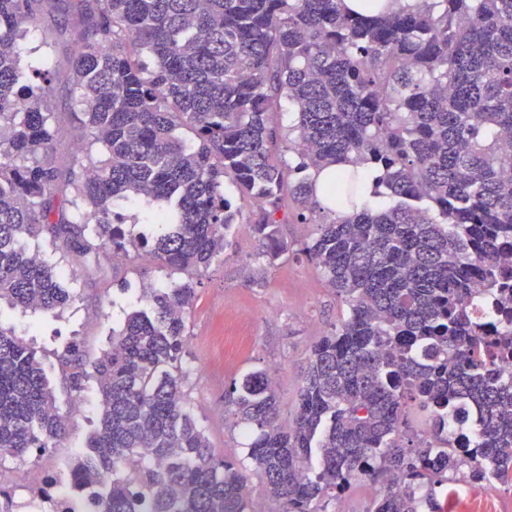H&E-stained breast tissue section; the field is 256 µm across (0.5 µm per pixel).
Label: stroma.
I'll return each instance as SVG.
<instances>
[{
	"instance_id": "obj_1",
	"label": "stroma",
	"mask_w": 512,
	"mask_h": 512,
	"mask_svg": "<svg viewBox=\"0 0 512 512\" xmlns=\"http://www.w3.org/2000/svg\"><path fill=\"white\" fill-rule=\"evenodd\" d=\"M77 11L76 0H46L43 14L20 43L22 60L36 55L53 68L48 101L59 132L52 157L66 175L75 167L78 108L71 77L61 63L79 46ZM41 250L50 265L66 273L65 286L74 295L73 303L49 320L7 308L0 312V321L15 327L40 350L57 406L66 418V434L44 453L0 464V487L20 504L30 498L24 478L30 470L54 477L58 486H68L69 467L97 422L94 380H86L81 391H74L59 366V355L74 346L84 362L94 361L106 348L113 325L139 307L142 289L181 279L180 273L163 269L135 251L116 256L106 248L100 251L97 264L75 270L72 254L46 244ZM257 253V241L241 231L223 258L201 273L195 301L186 315L187 339L181 353L187 406L216 457L232 461L244 459L250 438L249 431L236 425L227 411L225 396L233 382L249 372L276 370L280 418L292 419L311 347L342 314L320 268L304 254L269 267L258 260ZM259 277L264 278V287L254 286ZM236 317L242 318L252 343L228 360L224 323Z\"/></svg>"
}]
</instances>
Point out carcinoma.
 <instances>
[{
    "label": "carcinoma",
    "mask_w": 512,
    "mask_h": 512,
    "mask_svg": "<svg viewBox=\"0 0 512 512\" xmlns=\"http://www.w3.org/2000/svg\"><path fill=\"white\" fill-rule=\"evenodd\" d=\"M42 2L0 0V302L46 318L73 302L30 248L45 238L86 262L131 247L186 274L142 291L92 371L62 358L74 390L92 378L99 393L71 501L96 487L92 512H254L255 474L284 512H323L364 477L383 485L369 512H437L435 486L463 466L476 489L512 486V0H80L83 46L64 66L88 164L67 182L69 216L51 70L33 61L39 84L20 83ZM365 166L381 171L372 206ZM116 201L156 205V232L113 223ZM288 209L317 224L302 252L345 313L312 346L290 423L268 373L233 382L228 410L252 435L234 463L186 408V312L240 230L269 266L294 252L278 230ZM413 409L431 435L408 450ZM64 434L38 351L0 322V464ZM52 488L32 498L72 512Z\"/></svg>",
    "instance_id": "1"
}]
</instances>
